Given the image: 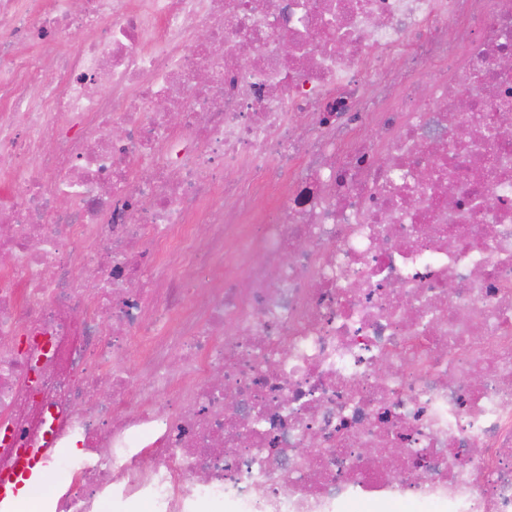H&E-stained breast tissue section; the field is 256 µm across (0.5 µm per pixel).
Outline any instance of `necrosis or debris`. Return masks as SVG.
Segmentation results:
<instances>
[{"label": "necrosis or debris", "instance_id": "1", "mask_svg": "<svg viewBox=\"0 0 512 512\" xmlns=\"http://www.w3.org/2000/svg\"><path fill=\"white\" fill-rule=\"evenodd\" d=\"M507 56L512 0H0V472L512 512Z\"/></svg>", "mask_w": 512, "mask_h": 512}]
</instances>
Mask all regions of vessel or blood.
<instances>
[{
    "mask_svg": "<svg viewBox=\"0 0 512 512\" xmlns=\"http://www.w3.org/2000/svg\"><path fill=\"white\" fill-rule=\"evenodd\" d=\"M59 433H52L40 453L21 456L9 473L0 477V512H19L20 504L45 476L48 456L58 451Z\"/></svg>",
    "mask_w": 512,
    "mask_h": 512,
    "instance_id": "1",
    "label": "vessel or blood"
}]
</instances>
